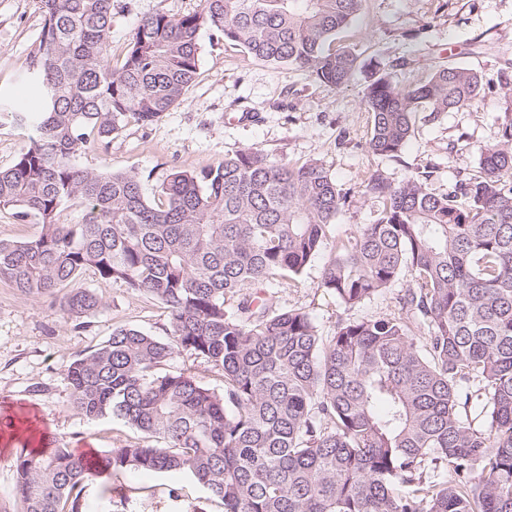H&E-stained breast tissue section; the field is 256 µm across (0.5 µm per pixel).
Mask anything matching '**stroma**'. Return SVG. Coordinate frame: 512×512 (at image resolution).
<instances>
[{
	"mask_svg": "<svg viewBox=\"0 0 512 512\" xmlns=\"http://www.w3.org/2000/svg\"><path fill=\"white\" fill-rule=\"evenodd\" d=\"M112 16V62L120 64L138 21L162 10L185 15L201 0H118ZM45 24L36 0H0V97L26 105L32 93L21 75L32 43ZM201 59L184 100L150 124L129 122L107 154L88 153L87 168L136 169L146 191H153L170 169H198L224 156L253 148L292 165L320 162L346 203L332 235L345 237L372 223L379 204L365 194L371 175L397 184L419 170L431 173L429 191L445 194L475 174L481 148L501 138L505 112L512 110V0H364L362 14L336 38L354 48L364 69L348 85L313 84L291 65H270L230 41L213 43L199 34ZM411 66H401V59ZM442 62L481 73L483 98L474 106L436 116L418 113L412 136L399 156L373 154L366 145L370 128L363 93L365 72L376 64L390 68L392 82L408 86ZM322 263L314 261L301 280L275 290L274 306L300 309L320 334L330 335L347 317H380L398 312L409 286L401 277L371 301L345 310L319 288ZM101 308L75 329L50 310L47 301L23 296L0 284V512H19L14 461L28 435L23 420L48 432L55 446L103 452L135 437L116 418L90 419L69 402L64 375L68 358L105 342L114 328L135 327L164 340L168 316L151 297L120 282L85 276ZM90 512H223L219 500L198 485L171 475L126 472L102 476L86 488Z\"/></svg>",
	"mask_w": 512,
	"mask_h": 512,
	"instance_id": "obj_1",
	"label": "stroma"
}]
</instances>
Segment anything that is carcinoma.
Listing matches in <instances>:
<instances>
[{"mask_svg": "<svg viewBox=\"0 0 512 512\" xmlns=\"http://www.w3.org/2000/svg\"><path fill=\"white\" fill-rule=\"evenodd\" d=\"M363 0H203L196 12L141 18L112 65L114 0H37L46 17L28 53L31 110L0 100L28 130L0 169V211L36 224L0 240V283L49 299L81 328L102 305L77 288L90 271L159 302L169 340L118 327L69 359L70 403L138 433L91 461L72 448L21 451V512H87L86 483L127 470L186 476L224 512H512V113L480 150L478 175L436 195L430 172L399 184L371 176L373 223L331 240L346 202L317 161L290 165L245 149L199 170L174 169L145 192L142 176L77 157L105 152L135 120L178 105L197 73L206 28L251 57L294 65L340 88L359 69L336 35ZM484 77L439 65L399 87L382 69L364 88L367 146L397 157L419 112L474 105ZM79 203L78 224L61 221ZM318 287L346 309L407 274L397 313L341 320L322 336L270 288L317 258ZM223 371V391L189 366ZM191 365H194L202 375L207 376L206 380L211 388L217 392L223 389V372L218 370V368H213L210 364L200 359H196L195 356L188 351H183L175 355L166 366V369L170 372H175Z\"/></svg>", "mask_w": 512, "mask_h": 512, "instance_id": "carcinoma-1", "label": "carcinoma"}]
</instances>
